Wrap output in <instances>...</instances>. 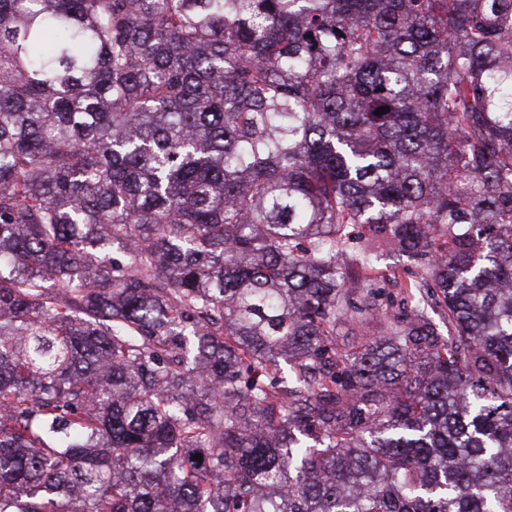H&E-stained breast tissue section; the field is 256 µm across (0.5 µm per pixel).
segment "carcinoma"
Instances as JSON below:
<instances>
[{"label": "carcinoma", "mask_w": 512, "mask_h": 512, "mask_svg": "<svg viewBox=\"0 0 512 512\" xmlns=\"http://www.w3.org/2000/svg\"><path fill=\"white\" fill-rule=\"evenodd\" d=\"M0 512H512V0H0Z\"/></svg>", "instance_id": "1"}]
</instances>
